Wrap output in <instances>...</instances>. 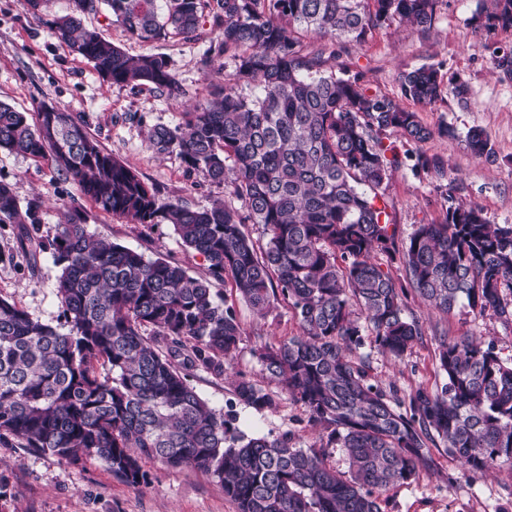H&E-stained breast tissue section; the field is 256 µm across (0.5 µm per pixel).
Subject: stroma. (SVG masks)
Masks as SVG:
<instances>
[{
    "label": "stroma",
    "instance_id": "stroma-1",
    "mask_svg": "<svg viewBox=\"0 0 512 512\" xmlns=\"http://www.w3.org/2000/svg\"><path fill=\"white\" fill-rule=\"evenodd\" d=\"M475 7L476 0H441L428 31L393 22L364 42L337 44L335 57L326 63L333 71L357 78L368 91L397 100L402 97L401 73L425 64L442 65L448 79L468 89L463 101L450 94L432 105H416L433 132L423 149L438 167L417 171L404 165L386 186L396 240L394 250L378 260L399 282L406 278L402 252L409 237L418 225L440 220L448 203H470L482 209L489 223L512 224V80L498 76L486 51L495 42L512 43V36L474 31L468 19ZM68 10L69 0H50L48 9L37 17L23 0H0V101L28 112L47 103L81 114L99 146L129 163L146 185L156 188L161 201L202 208L223 199V186L189 170L177 153H155L146 139L154 125L181 122L185 112L208 98L212 86L223 84V57L208 56L218 42L216 28L207 23L196 39L146 45L130 38L108 12L87 16V27L97 29L127 55L167 56L182 87L173 96L147 87L134 92L103 80L90 63L53 35L51 21ZM473 128L488 134L495 151L490 159L474 158L467 149L465 136ZM0 181L11 184L20 205L36 198L42 202L39 223L28 227L38 247L36 260L22 251L18 225L0 224V298L35 319L54 326L63 321L56 298L59 270L53 262V241L60 224L74 216L82 218L94 236L150 259L176 261L194 276L206 272L203 257L185 250L170 225L137 224L97 209L48 161L35 162L2 150ZM216 289L233 303L243 335L225 364L226 376L193 372L191 382L199 395L214 409L234 410L236 426L245 435L292 433L297 447L325 449L327 464L346 470L343 449L327 447L326 430L309 423L301 405L267 382L253 354L261 343L299 335L294 311L280 299L259 315L229 286L220 283ZM405 313L420 325V336L400 359L370 350L368 368L372 380L396 386L400 398L421 386L434 389L444 384L438 368L443 335L480 337L492 343L502 359H512V321L493 312L480 316L459 307L442 315L411 297ZM239 372L275 393L277 408L259 411L231 404L226 379ZM430 453L435 468L421 473L416 482L392 488L385 512H512V464L474 473L444 445ZM143 468L150 475L149 484L131 486L114 477L100 460L71 464L24 448L16 439L1 438L0 512H238L221 486L202 470L173 469L157 460L144 461Z\"/></svg>",
    "mask_w": 512,
    "mask_h": 512
}]
</instances>
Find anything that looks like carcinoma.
<instances>
[{"label": "carcinoma", "mask_w": 512, "mask_h": 512, "mask_svg": "<svg viewBox=\"0 0 512 512\" xmlns=\"http://www.w3.org/2000/svg\"><path fill=\"white\" fill-rule=\"evenodd\" d=\"M440 0H71L55 19V37L107 80L161 95L178 89L169 59L136 58L83 25L106 6L112 21L150 43L191 38L205 18L220 31L217 54L231 63L225 85L174 126L148 133L158 153H177L188 168L224 185L207 208L159 201L129 164L104 151L84 121L40 104L37 119L0 102V149L50 160L101 210L138 224H169L182 245L207 262L204 277L162 258L148 259L90 235L78 218L53 242L56 295L65 322L32 318L0 299V439L76 464L107 463L132 486L148 483L145 458L209 472L238 512H383L381 498L431 469L441 441L474 472L512 464V361L490 343L443 336L438 352L447 378L441 391L418 388L408 407L368 380L377 348L403 357L421 335L405 316L417 295L438 312L458 305L512 319V224H490L475 205L451 206L421 224L403 250L406 282L396 283L379 252L395 246L381 192L410 159L389 130L420 145L433 137L417 112L370 94L325 69V46H302L299 31L330 41L361 42L388 22L422 31ZM470 25L512 33V0H478ZM490 64L512 75V47L490 50ZM402 95L434 104L462 96L433 65L399 76ZM473 156L493 155L488 135L466 136ZM12 186L0 182V224H36ZM267 236L257 253L243 226ZM231 280L262 314L282 298L302 334L264 343L255 355L270 381L342 448L343 474L323 451L294 446L289 433L246 437L236 416L212 409L190 372L224 373L242 328L214 283ZM163 341L160 347L157 341ZM235 399L273 410L276 395L243 374Z\"/></svg>", "instance_id": "cac0c4a2"}]
</instances>
